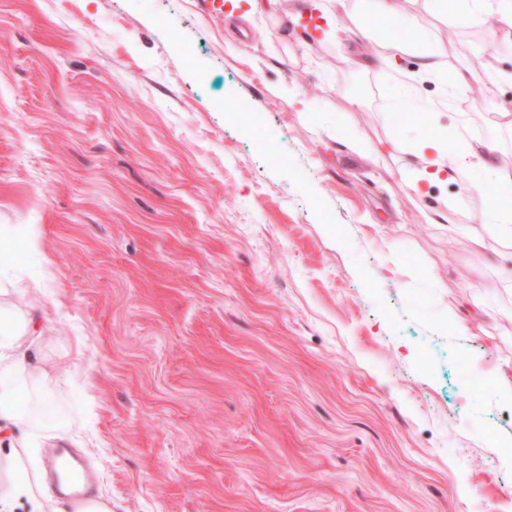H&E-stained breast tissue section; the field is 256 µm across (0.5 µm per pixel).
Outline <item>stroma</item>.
<instances>
[{
  "instance_id": "1",
  "label": "stroma",
  "mask_w": 512,
  "mask_h": 512,
  "mask_svg": "<svg viewBox=\"0 0 512 512\" xmlns=\"http://www.w3.org/2000/svg\"><path fill=\"white\" fill-rule=\"evenodd\" d=\"M320 2L0 0V228L40 239L0 241L6 300L112 512H512V246L485 223L512 53L430 0L345 42L307 27ZM410 29L505 72L438 118L507 179L412 200L350 150L424 125L391 121L416 56L344 63Z\"/></svg>"
}]
</instances>
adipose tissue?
<instances>
[{"instance_id": "obj_1", "label": "adipose tissue", "mask_w": 512, "mask_h": 512, "mask_svg": "<svg viewBox=\"0 0 512 512\" xmlns=\"http://www.w3.org/2000/svg\"><path fill=\"white\" fill-rule=\"evenodd\" d=\"M341 12L354 19L357 32L365 34L395 15V0H330L324 10L329 19ZM411 51L420 55L421 71L426 77L450 80L462 90L476 76L468 69L449 70L439 50L425 36L411 32L382 44L357 59L356 64L370 70H384L396 66L399 55ZM480 70L476 77L484 92L492 93L501 78L500 71L489 63L481 64ZM351 147L376 162L388 155H413V162L399 170L412 197L424 195L429 186L455 181L470 173L482 171L496 176L501 173L492 149L464 138L458 146H451L448 131L443 127L431 128L429 133L413 140L355 138ZM33 333V321L28 315L0 301V447L8 449L7 454H0V475L6 478L4 489L0 490V512H12L14 502L35 496L32 484L16 477L26 467L21 449L40 447L64 426L51 400L50 374L40 367L37 354L23 346L25 338Z\"/></svg>"}]
</instances>
